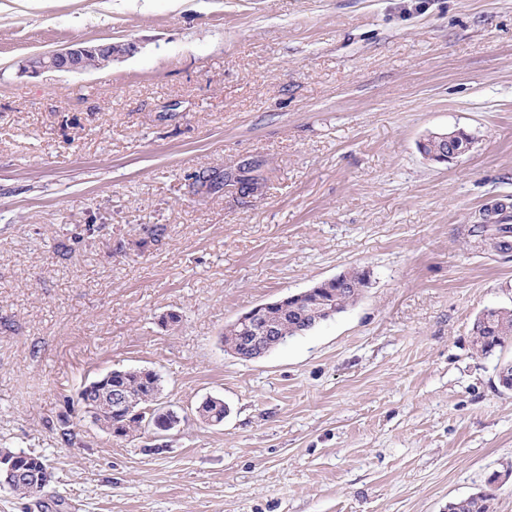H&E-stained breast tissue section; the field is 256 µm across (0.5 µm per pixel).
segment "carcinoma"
Returning a JSON list of instances; mask_svg holds the SVG:
<instances>
[{
  "instance_id": "carcinoma-1",
  "label": "carcinoma",
  "mask_w": 512,
  "mask_h": 512,
  "mask_svg": "<svg viewBox=\"0 0 512 512\" xmlns=\"http://www.w3.org/2000/svg\"><path fill=\"white\" fill-rule=\"evenodd\" d=\"M472 235L479 243L488 245L506 253L512 250V211L509 206L497 204L483 210L481 222L472 226ZM370 275L366 271L346 272L344 281L331 284V290L317 289L306 298V303L295 311H286L281 307L268 309V314L282 320L281 330L286 336H296L306 332L304 323H322L327 312L337 315L351 306L362 289L368 287ZM473 343L483 355L492 356L502 349L506 342L512 341V310L493 308L485 312V319H476L472 328ZM160 381L157 373L142 379L133 373L115 374L111 382L133 392L141 401V407L155 405L154 391ZM112 423L121 424L124 438L135 437L141 433L136 419L126 420L120 414H112ZM498 476L487 481L486 489L469 496L456 499L448 504V512H490L491 501L495 497L494 483Z\"/></svg>"
}]
</instances>
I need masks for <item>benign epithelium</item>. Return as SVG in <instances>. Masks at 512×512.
I'll return each instance as SVG.
<instances>
[{
    "label": "benign epithelium",
    "mask_w": 512,
    "mask_h": 512,
    "mask_svg": "<svg viewBox=\"0 0 512 512\" xmlns=\"http://www.w3.org/2000/svg\"><path fill=\"white\" fill-rule=\"evenodd\" d=\"M135 50L132 43H103L88 46L83 42H77L69 47L55 52H49L33 56L26 60L24 69L37 75L44 71L81 73L92 67L100 69L112 65ZM430 150L424 155L433 161L450 162L464 153V149L458 147L455 134H435L427 139ZM268 305L263 304L254 307L250 311L239 316L235 322L237 326H243L248 330L258 328L257 336H239L233 349L235 355L254 360L265 355L269 350L285 341V337L279 331L278 326L266 320L265 314ZM112 412L123 415L126 418H138L143 413V408L137 405V401L125 390L117 387L111 395ZM180 422L177 413L161 406L152 411L142 422L143 429L155 437H165ZM51 481V473L47 466L38 469L31 467L28 456L21 452L0 455V490H11L19 483H28L42 490Z\"/></svg>",
    "instance_id": "benign-epithelium-1"
}]
</instances>
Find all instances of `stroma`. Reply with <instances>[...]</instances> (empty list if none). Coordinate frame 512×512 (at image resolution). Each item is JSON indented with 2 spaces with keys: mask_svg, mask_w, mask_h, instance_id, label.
Here are the masks:
<instances>
[{
  "mask_svg": "<svg viewBox=\"0 0 512 512\" xmlns=\"http://www.w3.org/2000/svg\"><path fill=\"white\" fill-rule=\"evenodd\" d=\"M76 42L137 49L24 71ZM453 130L466 154L419 152ZM505 198L512 0H0V448L52 472L0 512H448L512 464V344L472 343L512 308V251L470 233ZM353 269L345 312L225 351ZM115 369L160 375L168 438L92 422ZM343 278L347 283H345L344 280L343 282H337V286L336 283L331 284V282L336 281V277L323 280L315 287L322 289H316L312 294L311 292L313 290H308L281 300V304L286 301L299 302L301 299L311 294L306 298V303L296 311L288 312V310L283 309V305H281V307L269 308L268 314L273 318L282 320L281 330L284 336H282L278 326L266 320L265 317V309L274 304L259 305L242 314L235 322L237 326L235 331H229L228 335H225L224 330V336H237V343L232 352L236 356L248 360L258 359L269 350L283 343L286 336H296L308 332L307 329L301 328L306 326L304 321H306L307 324L313 322L322 323L326 321L325 318L328 316L325 310H331L334 316L345 311L356 301L363 288L368 287L370 275L367 271L352 270L346 272ZM330 284L331 288H329V290H331V292L328 291V289H323L328 288ZM326 300H331L333 303L330 305V303L325 302ZM302 315H304V318L300 323V316ZM240 325L250 331L253 330V327H259L258 332L260 336H239L238 326ZM238 351H243V353ZM484 321L478 317L472 328L473 343L483 355L492 356L512 341V310L488 308Z\"/></svg>",
  "mask_w": 512,
  "mask_h": 512,
  "instance_id": "35a3bbf8",
  "label": "stroma"
}]
</instances>
